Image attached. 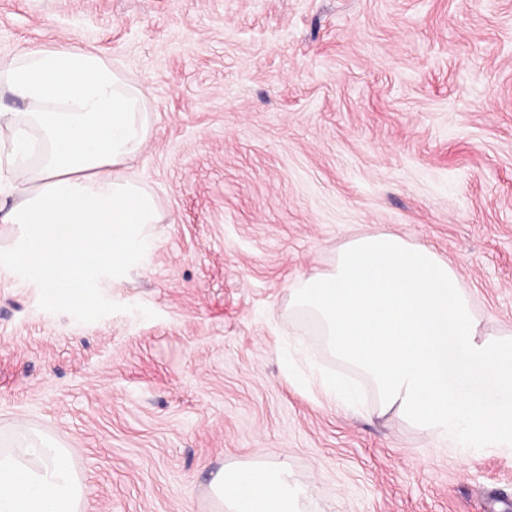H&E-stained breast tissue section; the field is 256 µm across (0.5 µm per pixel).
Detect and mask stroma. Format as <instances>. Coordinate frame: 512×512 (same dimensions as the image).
I'll return each instance as SVG.
<instances>
[{"instance_id":"1","label":"stroma","mask_w":512,"mask_h":512,"mask_svg":"<svg viewBox=\"0 0 512 512\" xmlns=\"http://www.w3.org/2000/svg\"><path fill=\"white\" fill-rule=\"evenodd\" d=\"M77 37L146 90L164 220L89 308L0 271V438L72 448L84 512H211L218 469L273 457L303 512H512V447L323 404L347 371L289 310L387 230L512 329V0H0L2 59Z\"/></svg>"}]
</instances>
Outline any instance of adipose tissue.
<instances>
[{"label":"adipose tissue","instance_id":"1","mask_svg":"<svg viewBox=\"0 0 512 512\" xmlns=\"http://www.w3.org/2000/svg\"><path fill=\"white\" fill-rule=\"evenodd\" d=\"M151 135L143 88L94 47L31 46L0 59V261L61 303L87 307L92 276L127 278L162 216L129 170ZM73 451L36 432L0 448V512H82ZM217 512H301L284 459L227 465Z\"/></svg>","mask_w":512,"mask_h":512}]
</instances>
